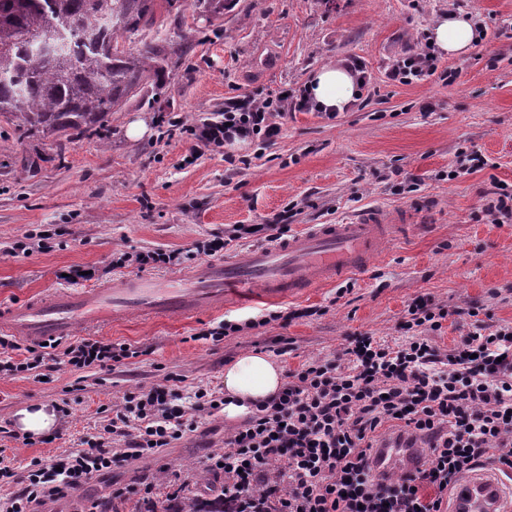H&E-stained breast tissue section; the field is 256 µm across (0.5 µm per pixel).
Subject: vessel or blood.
<instances>
[{
  "mask_svg": "<svg viewBox=\"0 0 512 512\" xmlns=\"http://www.w3.org/2000/svg\"><path fill=\"white\" fill-rule=\"evenodd\" d=\"M392 238L384 216L366 211L355 223L315 224L246 256L203 265L187 277L144 276L111 288H64L50 300L10 308L0 315V330L40 344L71 336L80 324L94 329L124 312L189 318L227 302L299 298L363 272ZM452 509L512 512V481L496 472L474 471L456 485Z\"/></svg>",
  "mask_w": 512,
  "mask_h": 512,
  "instance_id": "1",
  "label": "vessel or blood"
}]
</instances>
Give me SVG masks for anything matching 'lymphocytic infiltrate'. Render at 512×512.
I'll return each instance as SVG.
<instances>
[{"label": "lymphocytic infiltrate", "mask_w": 512, "mask_h": 512, "mask_svg": "<svg viewBox=\"0 0 512 512\" xmlns=\"http://www.w3.org/2000/svg\"><path fill=\"white\" fill-rule=\"evenodd\" d=\"M282 98L230 102L224 119L197 127L204 146L223 147L280 133ZM288 225L236 224L225 237L197 247L212 256L227 242L261 235L276 240ZM481 307L448 309L418 295L400 323L406 338L389 345L368 335L348 338L341 354L288 372L279 392L255 404L243 424L224 435L210 470L224 472V512H444L461 475L481 464L512 473V325H490ZM454 320L461 334L448 348L432 336ZM0 335V377L57 361L77 369L115 370L140 352L127 344L83 338L28 348ZM168 382L124 394L114 416L85 447L32 459L24 479L0 466V486L16 484L0 512H32L68 498L92 476L130 456L167 447L193 430L194 413L214 415L223 393L201 388L184 406ZM424 439L428 455L411 472L381 475L368 461L383 430Z\"/></svg>", "instance_id": "f902f5d3"}]
</instances>
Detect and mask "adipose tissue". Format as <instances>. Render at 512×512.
Returning <instances> with one entry per match:
<instances>
[{"label":"adipose tissue","instance_id":"obj_1","mask_svg":"<svg viewBox=\"0 0 512 512\" xmlns=\"http://www.w3.org/2000/svg\"><path fill=\"white\" fill-rule=\"evenodd\" d=\"M476 38L473 20L452 13L436 20L432 42L450 57L467 55ZM307 92L325 112L345 111L358 94L357 75L345 64L322 67L311 77ZM283 385L282 371L267 355L247 352L224 368V416L234 420L248 415L255 401L276 394Z\"/></svg>","mask_w":512,"mask_h":512}]
</instances>
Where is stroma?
<instances>
[{
  "label": "stroma",
  "mask_w": 512,
  "mask_h": 512,
  "mask_svg": "<svg viewBox=\"0 0 512 512\" xmlns=\"http://www.w3.org/2000/svg\"><path fill=\"white\" fill-rule=\"evenodd\" d=\"M462 11L483 38L460 58L441 57L435 75L408 84L391 66L425 44L433 19ZM165 44L177 67L143 86L100 133L46 136L0 117V304L46 299L68 267H92L91 286L110 284L121 251L181 249L177 266L145 271L173 277L208 262L199 242L235 224H266L286 216L291 232L312 224H349L363 210L397 223L407 211L419 227L386 245L370 269L338 294L329 285L285 307L314 314L288 325L273 322L215 343L198 332L222 320L243 321L268 304L203 312L190 319L131 315L92 331L95 339L128 344L143 354L113 371L60 364L47 378H0V426L31 404H67L50 444L0 437V456L24 476L31 459L79 448L99 432L114 405L137 386L176 376L183 397L221 388L224 367L245 352H267L276 338L291 342L278 356L286 370L330 358L361 333L401 341L411 298L431 296L448 307L483 305L491 323H512V224L488 223L481 212L496 189L512 193V0H224L208 16L196 0H155L151 25L126 42ZM361 64L367 85L348 110L330 119L289 110L281 132L263 147L230 150L198 145L191 127L222 121L234 98L298 93L319 67ZM143 121L145 135L127 128ZM479 151L483 170L453 174L459 148ZM233 153L235 163L224 160ZM23 241L28 251L15 250ZM223 414L202 415L196 428L158 454L130 458L94 476L44 512H146L136 494L156 485L155 508L168 487L205 497L222 492L224 476L199 481L211 454L224 446Z\"/></svg>",
  "instance_id": "obj_1"
}]
</instances>
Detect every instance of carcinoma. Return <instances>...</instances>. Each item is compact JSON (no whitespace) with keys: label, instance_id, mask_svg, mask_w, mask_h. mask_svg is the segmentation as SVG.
<instances>
[{"label":"carcinoma","instance_id":"cac0c4a2","mask_svg":"<svg viewBox=\"0 0 512 512\" xmlns=\"http://www.w3.org/2000/svg\"><path fill=\"white\" fill-rule=\"evenodd\" d=\"M154 0H0V116L43 133L103 126L168 63L114 44L153 21ZM174 512H224V496Z\"/></svg>","mask_w":512,"mask_h":512}]
</instances>
